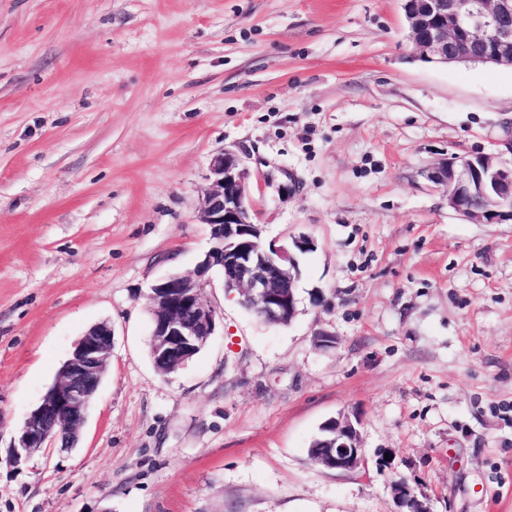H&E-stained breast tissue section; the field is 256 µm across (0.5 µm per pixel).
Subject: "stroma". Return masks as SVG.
<instances>
[{
  "mask_svg": "<svg viewBox=\"0 0 512 512\" xmlns=\"http://www.w3.org/2000/svg\"><path fill=\"white\" fill-rule=\"evenodd\" d=\"M408 34L400 0H0V512H396L399 477L432 512H512V222L426 177L512 163V67L427 62ZM226 150L275 178L265 240L315 242L298 314L265 323L211 271L216 331L164 375L148 295L208 250ZM103 321L75 447L9 465ZM342 414L353 471L308 454Z\"/></svg>",
  "mask_w": 512,
  "mask_h": 512,
  "instance_id": "1",
  "label": "stroma"
}]
</instances>
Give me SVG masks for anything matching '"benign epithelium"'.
<instances>
[{
    "instance_id": "obj_1",
    "label": "benign epithelium",
    "mask_w": 512,
    "mask_h": 512,
    "mask_svg": "<svg viewBox=\"0 0 512 512\" xmlns=\"http://www.w3.org/2000/svg\"><path fill=\"white\" fill-rule=\"evenodd\" d=\"M419 57L436 63L492 64L512 67V0H401ZM211 185L202 206L210 227L211 247L192 275L170 274L152 286L149 353L164 374L183 367L208 342L216 328L214 309L204 298L213 269L234 287L240 303L258 309L275 325L298 314L297 254L313 240L300 235L286 244L266 241L250 215L249 171L240 157L224 151L210 164ZM426 177L443 188L448 208L482 224L512 219V166L493 154L449 159ZM112 328L91 327L74 345L59 380L25 419L14 439L10 463L19 466L52 442L70 448L78 438L87 410L112 355ZM335 434V452L319 464L350 471L363 460L360 431L347 416L325 422ZM392 494L398 512H432L427 498L396 481Z\"/></svg>"
}]
</instances>
